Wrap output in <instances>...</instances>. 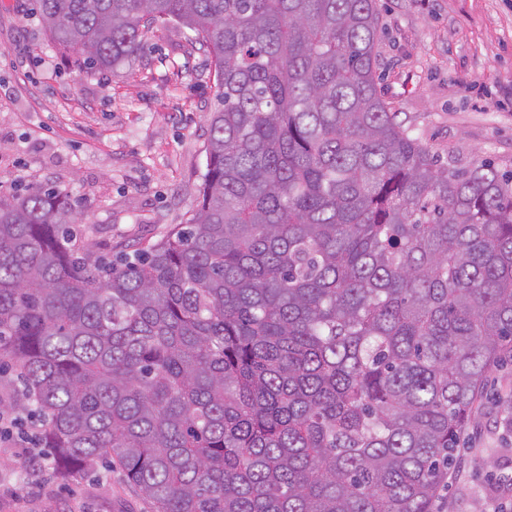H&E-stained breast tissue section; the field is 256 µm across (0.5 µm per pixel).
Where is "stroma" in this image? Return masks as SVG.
<instances>
[{
    "label": "stroma",
    "instance_id": "35a3bbf8",
    "mask_svg": "<svg viewBox=\"0 0 512 512\" xmlns=\"http://www.w3.org/2000/svg\"><path fill=\"white\" fill-rule=\"evenodd\" d=\"M33 0H0V189L49 183L88 220L80 245L148 246L197 204L216 101L189 30L170 26L117 75H88ZM386 98L442 158L512 170V0H378ZM512 362L493 366L461 433L437 512H512ZM0 442V512H152L119 467L68 476Z\"/></svg>",
    "mask_w": 512,
    "mask_h": 512
}]
</instances>
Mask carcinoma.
<instances>
[{"label": "carcinoma", "instance_id": "carcinoma-1", "mask_svg": "<svg viewBox=\"0 0 512 512\" xmlns=\"http://www.w3.org/2000/svg\"><path fill=\"white\" fill-rule=\"evenodd\" d=\"M86 74L174 24L217 88L190 218L103 263L53 186L0 194V395L152 512H432L512 352V175L380 86L377 0H36Z\"/></svg>", "mask_w": 512, "mask_h": 512}]
</instances>
